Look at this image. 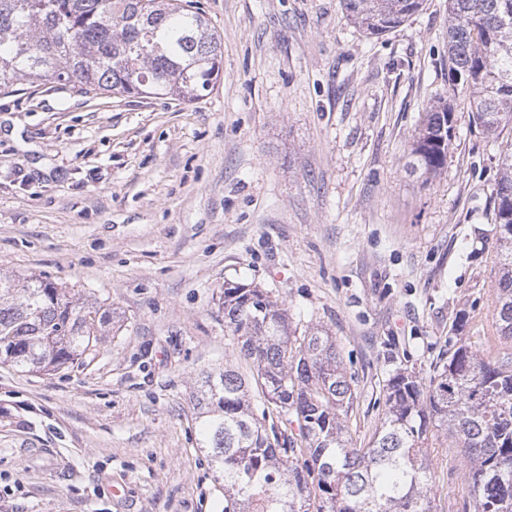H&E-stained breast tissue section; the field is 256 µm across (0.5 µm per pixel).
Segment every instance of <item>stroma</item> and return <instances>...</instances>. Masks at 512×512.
<instances>
[{
	"mask_svg": "<svg viewBox=\"0 0 512 512\" xmlns=\"http://www.w3.org/2000/svg\"><path fill=\"white\" fill-rule=\"evenodd\" d=\"M196 2L223 37L200 100L0 92V270L67 283L119 324L90 365L0 364V512H224L191 397L225 363L252 375L225 281L335 334L358 445L395 367L428 372L453 333L491 325L499 154L449 68L448 0L380 36L341 0ZM441 101L455 137L429 178L409 146ZM433 462L448 512L466 464L453 447Z\"/></svg>",
	"mask_w": 512,
	"mask_h": 512,
	"instance_id": "35a3bbf8",
	"label": "stroma"
}]
</instances>
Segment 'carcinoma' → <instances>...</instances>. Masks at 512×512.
Returning a JSON list of instances; mask_svg holds the SVG:
<instances>
[{
    "instance_id": "1",
    "label": "carcinoma",
    "mask_w": 512,
    "mask_h": 512,
    "mask_svg": "<svg viewBox=\"0 0 512 512\" xmlns=\"http://www.w3.org/2000/svg\"><path fill=\"white\" fill-rule=\"evenodd\" d=\"M379 36L422 0H342ZM223 38L195 0H0V91L18 81L89 94L193 101L218 78ZM448 60L472 122L497 141L512 123V0H448ZM453 109L425 113L411 167L434 176L454 137ZM492 333L448 339L429 379L398 367L366 446L347 419L355 392L336 337L301 330L263 289L226 283L219 303L251 382L227 364L198 380L193 409L224 512H435L432 454L452 443L467 464L462 512H512V143L499 145ZM112 308L35 273L0 272V363L52 374L97 352ZM266 403L261 417L251 390Z\"/></svg>"
}]
</instances>
